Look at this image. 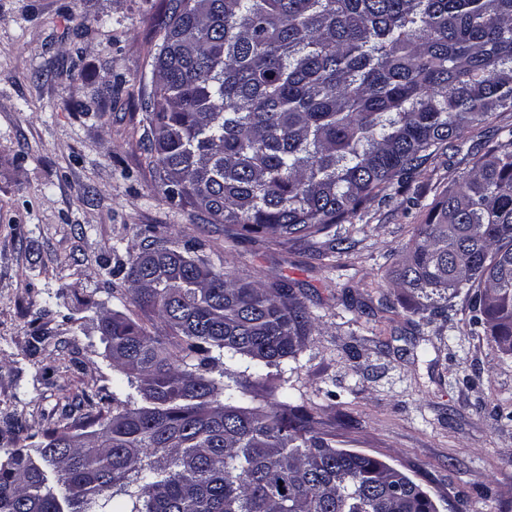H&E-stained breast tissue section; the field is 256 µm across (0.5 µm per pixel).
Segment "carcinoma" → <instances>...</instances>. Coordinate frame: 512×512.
Returning a JSON list of instances; mask_svg holds the SVG:
<instances>
[{
  "mask_svg": "<svg viewBox=\"0 0 512 512\" xmlns=\"http://www.w3.org/2000/svg\"><path fill=\"white\" fill-rule=\"evenodd\" d=\"M140 95L148 164L211 224L308 241L407 187L432 147L512 111V0H167ZM396 287L471 293L512 356V129L441 194ZM172 341L99 320L112 416L64 411L0 456V512H437L421 486L316 434L288 393L245 402L312 324L291 285L153 241L124 268Z\"/></svg>",
  "mask_w": 512,
  "mask_h": 512,
  "instance_id": "obj_1",
  "label": "carcinoma"
}]
</instances>
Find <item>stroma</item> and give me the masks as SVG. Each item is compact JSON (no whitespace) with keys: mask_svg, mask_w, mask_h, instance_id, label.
I'll return each instance as SVG.
<instances>
[{"mask_svg":"<svg viewBox=\"0 0 512 512\" xmlns=\"http://www.w3.org/2000/svg\"><path fill=\"white\" fill-rule=\"evenodd\" d=\"M162 6L0 0V451L61 425L64 397L108 410L99 311L162 330L119 264L155 239L200 242L214 271L292 285L314 320L296 358L252 386L257 403L288 390L317 432L397 468L438 512H512V357L471 325L466 294L422 316L391 284L439 193L503 140L512 112L432 151L405 192L337 226L335 251L232 238L164 194L140 143Z\"/></svg>","mask_w":512,"mask_h":512,"instance_id":"1","label":"stroma"}]
</instances>
